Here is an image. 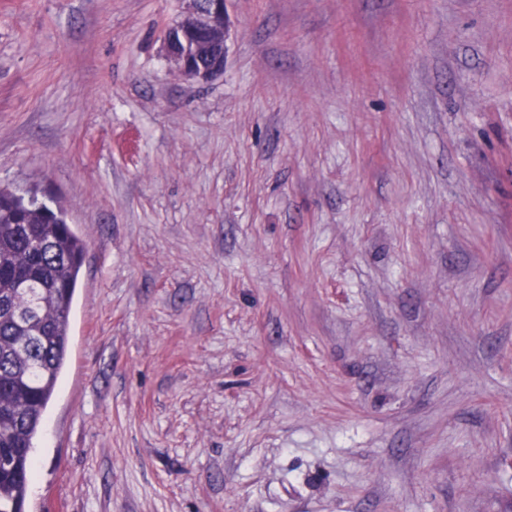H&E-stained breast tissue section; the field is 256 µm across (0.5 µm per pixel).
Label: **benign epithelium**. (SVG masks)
<instances>
[{"instance_id":"obj_1","label":"benign epithelium","mask_w":512,"mask_h":512,"mask_svg":"<svg viewBox=\"0 0 512 512\" xmlns=\"http://www.w3.org/2000/svg\"><path fill=\"white\" fill-rule=\"evenodd\" d=\"M187 15L167 30L164 49L167 59L178 72L193 80L207 79L224 68V47L226 38L225 0H188ZM196 31L216 40L215 47L204 54L205 60L193 61L183 43L186 32Z\"/></svg>"}]
</instances>
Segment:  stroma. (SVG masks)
Wrapping results in <instances>:
<instances>
[{
	"label": "stroma",
	"mask_w": 512,
	"mask_h": 512,
	"mask_svg": "<svg viewBox=\"0 0 512 512\" xmlns=\"http://www.w3.org/2000/svg\"><path fill=\"white\" fill-rule=\"evenodd\" d=\"M0 0V188L87 242L25 512H512V0ZM225 1L188 0L190 8L187 15L167 30L164 37L165 54L182 75L198 81L223 70L226 38ZM187 31H196L217 40L214 47L206 54L202 49V57L206 58L204 61L197 59V65L188 53V42L185 39Z\"/></svg>",
	"instance_id": "stroma-1"
}]
</instances>
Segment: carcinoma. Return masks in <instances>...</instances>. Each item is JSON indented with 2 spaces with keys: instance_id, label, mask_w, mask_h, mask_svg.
<instances>
[{
  "instance_id": "obj_1",
  "label": "carcinoma",
  "mask_w": 512,
  "mask_h": 512,
  "mask_svg": "<svg viewBox=\"0 0 512 512\" xmlns=\"http://www.w3.org/2000/svg\"><path fill=\"white\" fill-rule=\"evenodd\" d=\"M85 252L63 208L0 190V512H24Z\"/></svg>"
}]
</instances>
